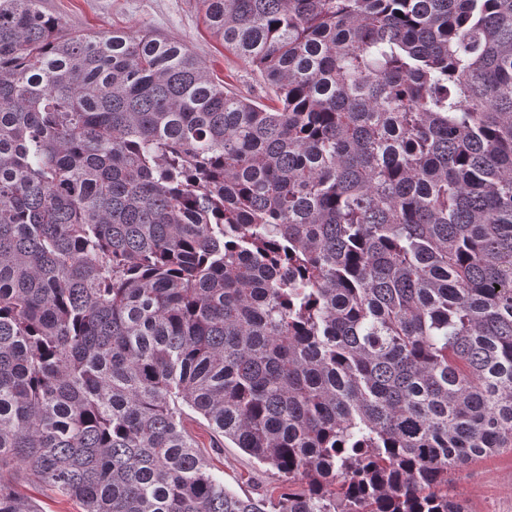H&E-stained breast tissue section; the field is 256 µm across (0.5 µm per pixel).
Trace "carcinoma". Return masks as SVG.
<instances>
[{"label": "carcinoma", "instance_id": "1", "mask_svg": "<svg viewBox=\"0 0 512 512\" xmlns=\"http://www.w3.org/2000/svg\"><path fill=\"white\" fill-rule=\"evenodd\" d=\"M199 4L268 102L0 0V512H467L512 448V0ZM185 432L195 441L199 452L212 460L213 472L224 480V485L241 496L249 494L259 497L273 487H281L279 473L270 466L237 448L222 434L214 432L208 422L198 413L183 407ZM450 494L471 512H512V448L455 471ZM20 491L35 497L42 508V512H79L76 502L68 497L55 494L49 488H43L38 493L31 490L28 483H22Z\"/></svg>", "mask_w": 512, "mask_h": 512}]
</instances>
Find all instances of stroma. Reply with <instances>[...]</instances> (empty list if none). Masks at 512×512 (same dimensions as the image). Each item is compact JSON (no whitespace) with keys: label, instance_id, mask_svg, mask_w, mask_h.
Returning <instances> with one entry per match:
<instances>
[{"label":"stroma","instance_id":"1","mask_svg":"<svg viewBox=\"0 0 512 512\" xmlns=\"http://www.w3.org/2000/svg\"><path fill=\"white\" fill-rule=\"evenodd\" d=\"M42 7L74 30L150 32L183 43L236 94L261 100L269 94L256 71L207 29L197 0H43ZM183 426L226 487L257 497L280 486L275 469L214 432L200 414L187 411ZM450 493L470 512H512V448L455 471Z\"/></svg>","mask_w":512,"mask_h":512}]
</instances>
